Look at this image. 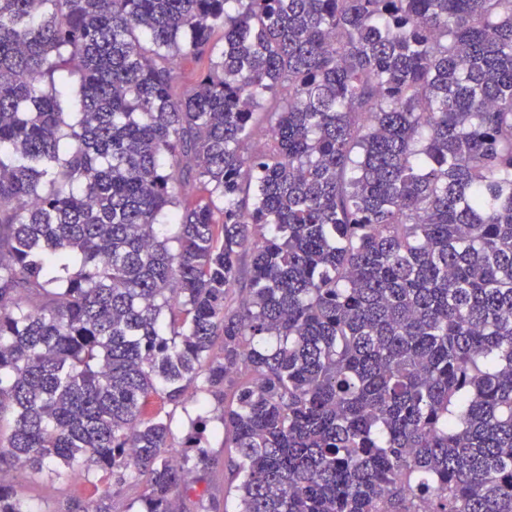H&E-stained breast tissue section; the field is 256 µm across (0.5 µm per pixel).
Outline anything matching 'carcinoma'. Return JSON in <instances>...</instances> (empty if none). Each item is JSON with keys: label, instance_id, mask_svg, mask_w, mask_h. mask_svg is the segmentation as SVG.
Masks as SVG:
<instances>
[{"label": "carcinoma", "instance_id": "carcinoma-1", "mask_svg": "<svg viewBox=\"0 0 512 512\" xmlns=\"http://www.w3.org/2000/svg\"><path fill=\"white\" fill-rule=\"evenodd\" d=\"M209 432L224 512H512V0H0V512ZM205 450L215 460L209 474L211 486L221 489L216 492L220 502L217 512H224V480L227 481L230 478V473L233 470V460L236 457L234 453H230L227 448H224V435L221 434L209 435ZM105 486L96 490L92 485L77 481L67 472L47 473L35 476H18L14 481L15 492L26 498L34 512H56L59 505L69 498L84 500L98 498Z\"/></svg>", "mask_w": 512, "mask_h": 512}]
</instances>
